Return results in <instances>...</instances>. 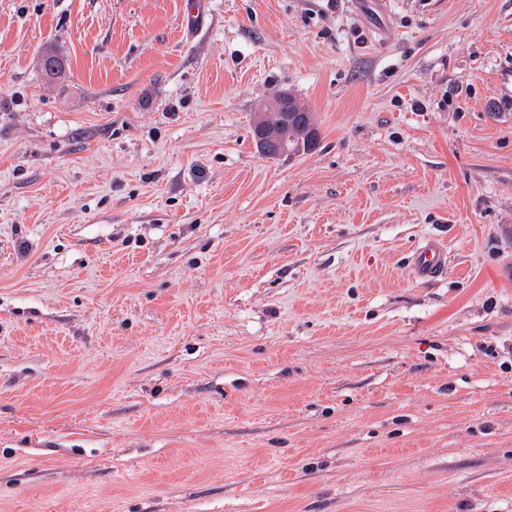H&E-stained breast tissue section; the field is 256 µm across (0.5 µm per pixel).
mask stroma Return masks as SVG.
<instances>
[{
	"instance_id": "1",
	"label": "stroma",
	"mask_w": 512,
	"mask_h": 512,
	"mask_svg": "<svg viewBox=\"0 0 512 512\" xmlns=\"http://www.w3.org/2000/svg\"><path fill=\"white\" fill-rule=\"evenodd\" d=\"M185 2L0 0V512H512V0ZM293 100L297 110L303 115L302 117H306L310 124L314 126L312 113L309 112L307 105L296 97H293ZM293 100L288 98V94H280L258 111V118L254 122L252 135L257 146L264 151L263 155L267 158L278 159L284 156L267 152L280 153V151H287L288 134L292 132V128L298 125L301 127L304 126L299 114L295 113L296 111L292 105ZM271 109H273L274 112H271ZM269 112H271V121H276L278 119V112H280L279 119L276 123H270L268 121L267 116ZM446 247L436 238H431L414 253L412 257V270L414 275L425 281L441 276L445 269Z\"/></svg>"
}]
</instances>
